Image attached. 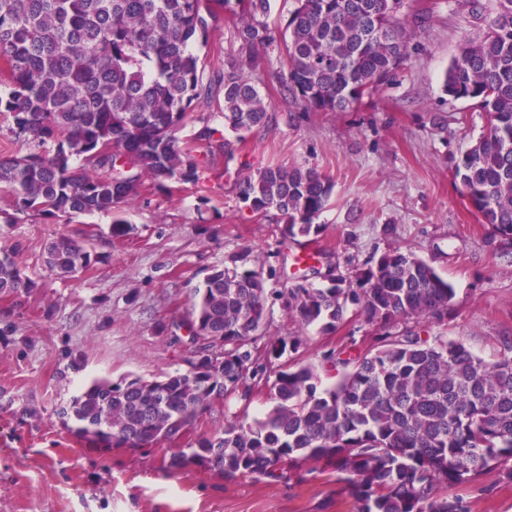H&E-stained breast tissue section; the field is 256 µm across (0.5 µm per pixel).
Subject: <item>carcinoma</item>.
<instances>
[{
  "instance_id": "carcinoma-1",
  "label": "carcinoma",
  "mask_w": 512,
  "mask_h": 512,
  "mask_svg": "<svg viewBox=\"0 0 512 512\" xmlns=\"http://www.w3.org/2000/svg\"><path fill=\"white\" fill-rule=\"evenodd\" d=\"M235 6H230V2ZM488 12L486 31L467 38L445 73L455 99L478 102L487 125L458 159L454 178L475 211L512 244V0H468ZM285 33L270 28V0H0V113L28 144L0 156V191L20 212L44 216L112 213L144 185L198 183L234 158L246 135L267 125L271 103L247 74L278 44L287 63L283 96L313 112H345L409 57L407 0H293ZM235 29L240 55L207 69L198 48L211 33ZM222 101L209 115L195 109ZM234 134L211 126V115ZM199 124L194 155L178 130ZM240 194L257 213L277 211L289 238L318 235L314 220L333 185L301 166L269 165L244 176ZM48 248L64 273L91 266L88 247L72 238ZM214 268L195 291L185 327L208 372L152 380H99L63 415L93 449L141 448L170 439L211 404L252 379L270 406L251 424L234 418L221 435L172 457L171 469L211 455L229 479H287L313 458L336 473L356 512H471L467 490L481 475L512 482V332L499 336L501 356L488 362L445 336L422 337L425 322H443L454 288L426 260L393 247L326 288L298 283L288 309L304 328L336 330L349 307L385 328L354 355L341 349L321 365L269 370L258 363L266 317L260 272ZM29 287L0 248V294ZM335 373L322 390L319 369Z\"/></svg>"
}]
</instances>
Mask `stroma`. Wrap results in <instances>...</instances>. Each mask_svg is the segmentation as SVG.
Instances as JSON below:
<instances>
[{"instance_id": "35a3bbf8", "label": "stroma", "mask_w": 512, "mask_h": 512, "mask_svg": "<svg viewBox=\"0 0 512 512\" xmlns=\"http://www.w3.org/2000/svg\"><path fill=\"white\" fill-rule=\"evenodd\" d=\"M411 11L425 18L412 29L414 51L348 111L309 112L284 98L280 50L268 51L252 74L272 104L271 121L249 134L229 167L247 175L301 165L327 176L334 193L314 241L284 237L277 213L252 212L225 176L143 192L115 216H33L0 195V245L14 248L31 283L0 295V512H353L348 489L311 460L300 482L168 468L172 455L223 433L235 415L261 419L269 402L257 387L247 398L227 392L180 436L148 448H87L60 416L93 381L185 371L197 349L183 326L193 290L236 253H246L265 281L263 335L302 340L276 365L319 363L379 330L354 307L336 332L300 326L288 290L298 281L293 258L310 245L319 250L320 272L308 278L315 288L327 286L328 270L350 277L391 248L412 249L455 291L447 321L425 323L421 336L443 335L497 359L499 336L512 332V247L492 234L453 177L486 115L444 90L463 39L482 35L486 19L468 0H411ZM117 217L130 228L126 236L111 233ZM63 236L86 244L98 262L72 275L49 268L44 248ZM468 496L471 512H512V483L498 474L481 477Z\"/></svg>"}]
</instances>
